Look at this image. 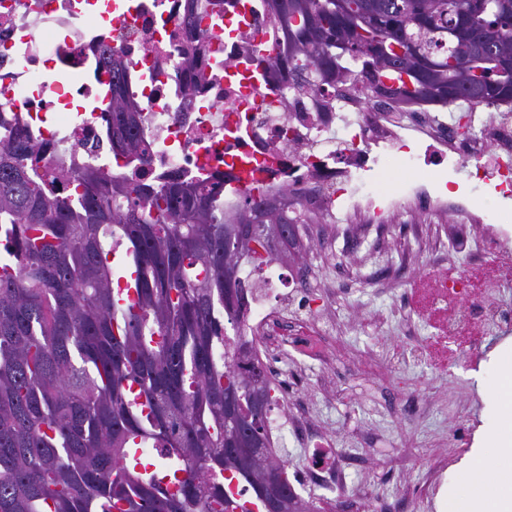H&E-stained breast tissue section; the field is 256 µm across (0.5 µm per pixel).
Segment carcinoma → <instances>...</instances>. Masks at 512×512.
Returning <instances> with one entry per match:
<instances>
[{"mask_svg": "<svg viewBox=\"0 0 512 512\" xmlns=\"http://www.w3.org/2000/svg\"><path fill=\"white\" fill-rule=\"evenodd\" d=\"M274 78L444 108L512 106V0H267ZM112 151L148 158L141 112L106 48ZM22 133L0 143V512H266L272 469L289 512H315L269 449L272 397L239 317L237 275L288 251V195L146 187L87 167L32 175ZM73 178L70 198L47 187ZM236 330L230 342L224 323ZM157 448L147 461L137 450ZM226 448H241L236 457Z\"/></svg>", "mask_w": 512, "mask_h": 512, "instance_id": "carcinoma-1", "label": "carcinoma"}]
</instances>
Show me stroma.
Returning <instances> with one entry per match:
<instances>
[{
  "label": "stroma",
  "mask_w": 512,
  "mask_h": 512,
  "mask_svg": "<svg viewBox=\"0 0 512 512\" xmlns=\"http://www.w3.org/2000/svg\"><path fill=\"white\" fill-rule=\"evenodd\" d=\"M425 182L436 193L448 186L454 188V196L462 207L490 202L494 211L484 224H463L451 218L427 225L419 238L405 235L402 225H394L389 236L393 256L411 255L423 267L438 244L444 242L448 245L446 262L452 276H477L482 287H489L502 273V264L491 255L485 263L473 266L469 254L488 248L497 233V224H505L512 235V200H496L493 181H474L463 166L445 173H430ZM357 222L353 215L340 217L327 251L307 246L297 258L298 263L307 265L318 277L339 280L350 271L355 280L350 292L336 298L332 378H324L312 367H303L302 379L293 393L312 405L321 425L335 440L342 461L349 464L353 491L365 492L374 499L413 485L434 459L451 449L471 451L484 408L475 376L501 339L487 336L481 351L470 360L438 366L414 362L390 380L356 373L353 366L364 353L374 352L383 357L408 340L406 327L397 318L388 320L374 333H365L362 328L364 319L390 307L397 291L391 288L378 292L373 281V261L364 254L345 250L344 238ZM392 389L428 401V410L413 416L397 412L385 396Z\"/></svg>",
  "instance_id": "stroma-1"
}]
</instances>
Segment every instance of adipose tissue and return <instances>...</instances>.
Listing matches in <instances>:
<instances>
[{
    "mask_svg": "<svg viewBox=\"0 0 512 512\" xmlns=\"http://www.w3.org/2000/svg\"><path fill=\"white\" fill-rule=\"evenodd\" d=\"M484 404L475 445L448 481L440 512H512V342L478 381Z\"/></svg>",
    "mask_w": 512,
    "mask_h": 512,
    "instance_id": "1",
    "label": "adipose tissue"
}]
</instances>
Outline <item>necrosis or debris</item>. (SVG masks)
<instances>
[{
	"instance_id": "necrosis-or-debris-1",
	"label": "necrosis or debris",
	"mask_w": 512,
	"mask_h": 512,
	"mask_svg": "<svg viewBox=\"0 0 512 512\" xmlns=\"http://www.w3.org/2000/svg\"><path fill=\"white\" fill-rule=\"evenodd\" d=\"M198 3L189 25L188 0H0V141L19 128L42 160L66 168L92 165L107 176L155 186L217 183L228 211L241 200L236 163L245 159L253 164L251 186L298 195L309 237L319 241L329 238L328 220L341 212L362 215L379 234L419 204L430 221L446 220L453 211L448 196L424 194L413 177L421 163L470 164L475 177L495 179L502 194L512 195V120L482 125L476 137L460 141L455 123L424 104L367 98L348 88L337 99L297 94L257 61L275 55L264 0ZM103 43L125 61L123 92L142 108L148 164L112 152V106L103 91L110 75L99 63ZM434 257L435 285L412 307L433 336L384 361L363 356V374L391 378L424 353L446 355L453 341L479 346L481 337L469 333L475 321L512 330L511 298L487 300L467 278L449 279L442 252ZM239 275L253 286L241 320L260 360L271 365L272 387L288 381L287 366L277 363L285 350L330 366L325 334L334 321L335 282L287 270L279 259L259 269L242 266ZM292 292L304 298L316 292L321 300L296 327L284 314ZM452 297L464 317L447 319ZM266 430L276 453L292 442L305 448L301 488L329 484L360 512H399L397 499L374 503L350 492L335 442L309 407L275 403Z\"/></svg>"
}]
</instances>
